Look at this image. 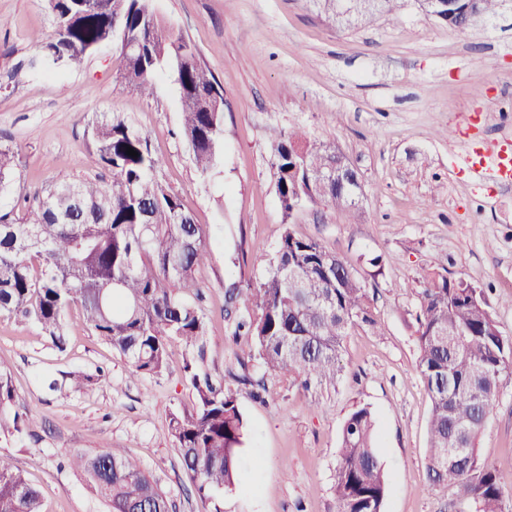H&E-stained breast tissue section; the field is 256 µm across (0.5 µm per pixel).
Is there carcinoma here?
<instances>
[{
  "label": "carcinoma",
  "instance_id": "1",
  "mask_svg": "<svg viewBox=\"0 0 512 512\" xmlns=\"http://www.w3.org/2000/svg\"><path fill=\"white\" fill-rule=\"evenodd\" d=\"M54 36L42 61H79L120 32L119 75L141 94L153 93V77L174 68L180 90L182 135L203 173L220 154L224 95L207 74L195 47L152 9L151 0H47ZM336 24L369 26L379 15L337 11L338 0H312ZM500 0H457L451 29L478 14L493 17ZM92 140L112 180L87 178L47 189L19 218L0 212V316L21 314L37 322L54 345L66 347L65 318L78 304L83 319L135 372L158 374L173 338L197 348L183 370L195 404L173 413L171 435L186 478L202 500L235 488L248 425L236 392L202 372L205 324L190 298L201 297L195 268L207 251L208 233L184 210L177 195L153 176L161 159L124 118H97ZM283 232L273 253L261 255V281L247 289L235 334L250 339L239 358L303 390L336 386L342 344L356 325L376 327L366 288L355 268L313 238L295 235L294 210L336 204L355 208L352 182L322 174L343 162L334 143L309 141L299 130L271 131ZM138 152L133 158L127 148ZM15 154L0 148V186ZM39 260L38 268L27 257ZM417 366L431 400L427 470L432 484L453 486L476 512H505L497 470L477 453V440L491 414L503 377L512 374V337L489 310L482 289L463 277L429 276L416 314ZM10 373L0 367V415L11 413ZM375 418L367 407L348 416L338 452L335 491L339 512H383L385 467L374 446ZM70 464L83 472L111 512H174L168 495L140 465L118 448L77 452ZM0 512H42L38 491L0 456Z\"/></svg>",
  "mask_w": 512,
  "mask_h": 512
}]
</instances>
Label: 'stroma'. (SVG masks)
<instances>
[{"label": "stroma", "instance_id": "stroma-1", "mask_svg": "<svg viewBox=\"0 0 512 512\" xmlns=\"http://www.w3.org/2000/svg\"><path fill=\"white\" fill-rule=\"evenodd\" d=\"M197 49L224 94L220 157L200 172L181 136L174 72L161 69L152 95L126 87L116 72L117 42L80 62L36 65L54 31L46 0H0V145L17 165L0 187V209L22 215L49 185L112 175L99 163L92 124L125 117L161 159L156 178L210 233L195 272L206 322L201 364L232 385L247 343L234 337L243 301L227 304L230 283L247 289L263 270L259 254L282 232L272 128H298L336 143L363 185L358 207L301 208L296 234L354 263L369 291L377 330L352 329L335 389L306 392L267 379L264 400L237 388L248 421L237 488L200 501L185 481L168 422L192 410L182 366L190 350L168 346L159 375H133L130 363L67 314L58 350L32 320L0 317V363L33 423L22 433L0 420V455L40 491L44 512H109L84 476L76 452L123 449L175 502L176 512H338V448L348 414L366 406L376 420L385 464L384 512H475L452 488L430 486L426 455L431 401L417 369L415 314L430 272L447 269L482 288L512 336V186L488 189L456 164L470 138L468 117L490 147H512V12L465 30L406 12L366 28L336 27L307 0H152ZM381 257V267L370 260ZM92 375L82 390L52 391L68 372ZM481 459L512 481V381L499 391L477 443Z\"/></svg>", "mask_w": 512, "mask_h": 512}]
</instances>
